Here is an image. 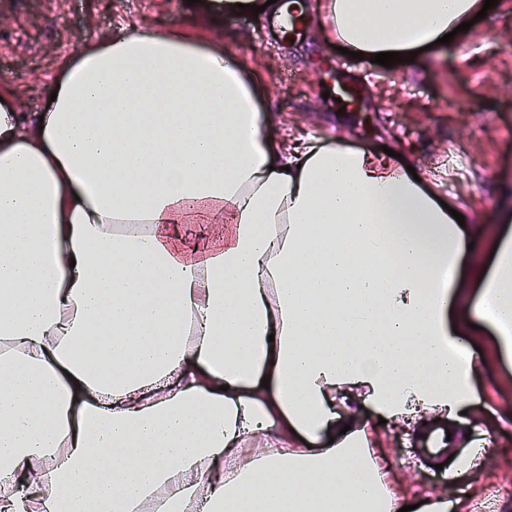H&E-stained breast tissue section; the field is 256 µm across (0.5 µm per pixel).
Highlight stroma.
I'll use <instances>...</instances> for the list:
<instances>
[{
	"instance_id": "obj_1",
	"label": "stroma",
	"mask_w": 512,
	"mask_h": 512,
	"mask_svg": "<svg viewBox=\"0 0 512 512\" xmlns=\"http://www.w3.org/2000/svg\"><path fill=\"white\" fill-rule=\"evenodd\" d=\"M311 14L303 35L281 41L268 13H210L206 0H0V77L12 80L20 112H41L45 90L85 46L134 28L180 32L216 42L240 59L258 88L272 135L309 137L368 152L391 146L441 199L470 210L473 227L511 231L500 219L512 193V0H499L467 35L413 63L384 67L364 59L346 77L361 88L352 109L325 99L334 44ZM488 332L474 336L473 438L484 448L476 475L449 477L427 459L422 442L379 423L365 406L368 442L410 492L472 497L496 512L512 505V355L487 353Z\"/></svg>"
}]
</instances>
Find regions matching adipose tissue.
Listing matches in <instances>:
<instances>
[{
	"instance_id": "ef3b65f1",
	"label": "adipose tissue",
	"mask_w": 512,
	"mask_h": 512,
	"mask_svg": "<svg viewBox=\"0 0 512 512\" xmlns=\"http://www.w3.org/2000/svg\"><path fill=\"white\" fill-rule=\"evenodd\" d=\"M483 4L319 0L320 32L406 53ZM58 82L29 116L0 79V512H399L358 407L457 447L471 320L512 352V235L460 268L472 215L388 154L276 140L222 45L136 32Z\"/></svg>"
}]
</instances>
